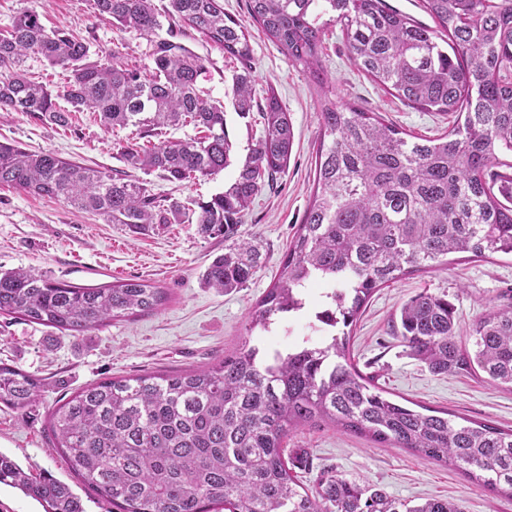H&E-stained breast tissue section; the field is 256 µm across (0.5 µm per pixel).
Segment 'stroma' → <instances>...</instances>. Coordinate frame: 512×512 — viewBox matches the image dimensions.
Here are the masks:
<instances>
[{"mask_svg": "<svg viewBox=\"0 0 512 512\" xmlns=\"http://www.w3.org/2000/svg\"><path fill=\"white\" fill-rule=\"evenodd\" d=\"M25 10L40 14L47 28L83 38L90 45L91 61L101 64L110 63L113 49L121 45L129 64L148 66L153 39L168 36L164 28L149 39L113 27L98 17L90 0H0V28ZM249 32L254 87L259 92L274 88L291 119L294 142L285 172L254 197L242 218L241 234L253 237L261 252V266L246 287L224 293L201 284L206 267L223 254L224 239L200 236L194 215L135 234L125 225L74 210L61 200L0 187V267L32 268L76 286L146 279L170 296L155 314L75 335L0 317V360L36 374L46 384L42 399L26 410L0 407V452L33 472L53 474L76 494H83L84 488L53 448L46 430L55 403L106 378L190 370L223 356L245 336L248 313L278 274L287 244L302 222L321 138L319 94L311 79L289 66L260 28L250 27ZM177 39L210 59L200 84L223 103L233 144L230 166L212 176L172 183L155 172L139 173L151 193L188 203L209 199L234 180L262 127L256 115L243 118L234 110L231 86L239 64L192 29ZM322 46L337 102L381 113L418 137L435 138L452 126L453 115L413 108L359 71L338 24L325 25ZM131 133L128 127L104 128L89 112L73 113L65 126L46 125L21 112H0V142L109 171L124 170L115 145ZM424 291L447 294L456 308L461 341L470 344L471 328L487 307L512 306V256L499 253L477 259L452 254L436 269L378 289L353 329L352 362L393 400L447 411L457 424L485 422L512 429V390L492 385L479 371L431 374L396 337L392 323L402 304ZM285 446L294 475L308 487L320 468L331 467L401 500L420 503L447 497L459 502L464 512H512V497L490 493L461 470L403 448H378L332 427L298 430Z\"/></svg>", "mask_w": 512, "mask_h": 512, "instance_id": "stroma-1", "label": "stroma"}]
</instances>
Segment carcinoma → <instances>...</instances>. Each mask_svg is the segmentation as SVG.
<instances>
[{
	"instance_id": "obj_1",
	"label": "carcinoma",
	"mask_w": 512,
	"mask_h": 512,
	"mask_svg": "<svg viewBox=\"0 0 512 512\" xmlns=\"http://www.w3.org/2000/svg\"><path fill=\"white\" fill-rule=\"evenodd\" d=\"M436 28L386 0H247L248 15L288 64L318 87L322 137L315 190L279 273L249 312L246 331L270 330L305 308L308 288L323 293L321 322L342 335L268 354L243 337L206 367L104 379L83 387L49 414L54 447L76 478L116 512H463L444 499L411 505L384 490L324 469L317 486L288 468L284 441L300 427L331 426L378 448H408L462 470L493 493L512 497V429L460 425L384 395L351 361L350 332L373 293L405 275L432 269L448 255H512V0H422ZM95 13L149 37L162 28L153 0H93ZM334 13L354 64L390 93L424 112L456 120L436 138L408 133L377 112L340 108L322 63L321 14ZM167 16L240 62L231 87L235 108L255 101L248 28L220 0H169ZM39 55L69 71L57 91L28 78ZM90 46L47 29L35 11L0 30V110L66 126L72 112H93L137 136L178 124L193 137L145 145L118 143L126 170L82 166L51 152L0 143V186L61 198L139 233L188 210L160 199L128 171H158L184 182L231 164L224 106L198 86L210 61L179 42L154 44L151 64L89 61ZM70 104L63 109L59 100ZM263 135L234 182L196 201L198 233L224 237V253L202 274L207 288L244 287L260 249L239 234L254 197L285 172L294 132L273 88L263 96ZM165 289L145 279L80 287L31 269H0V317L61 332L84 333L161 310ZM448 295L421 293L400 309L399 337L436 375L478 369L512 387V307H492L473 324L472 347L457 334ZM44 380L0 361V406L22 411ZM0 485L21 491L44 512H86L82 498L49 473L23 469L0 452Z\"/></svg>"
}]
</instances>
